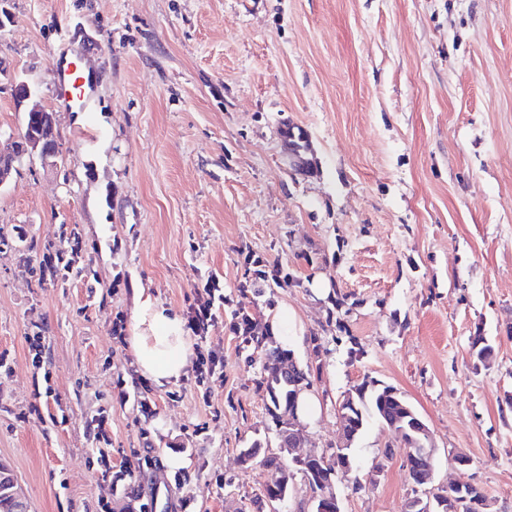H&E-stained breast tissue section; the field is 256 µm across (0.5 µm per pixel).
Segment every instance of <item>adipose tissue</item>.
Listing matches in <instances>:
<instances>
[{
	"label": "adipose tissue",
	"instance_id": "adipose-tissue-1",
	"mask_svg": "<svg viewBox=\"0 0 512 512\" xmlns=\"http://www.w3.org/2000/svg\"><path fill=\"white\" fill-rule=\"evenodd\" d=\"M129 345L142 376L157 385L177 382L185 375L191 342L182 319L160 304L150 289L135 291Z\"/></svg>",
	"mask_w": 512,
	"mask_h": 512
}]
</instances>
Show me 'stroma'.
<instances>
[{"instance_id":"stroma-1","label":"stroma","mask_w":512,"mask_h":512,"mask_svg":"<svg viewBox=\"0 0 512 512\" xmlns=\"http://www.w3.org/2000/svg\"><path fill=\"white\" fill-rule=\"evenodd\" d=\"M0 30V141L23 125L11 78L53 112L55 161L23 159L0 186V232L38 244L78 225L96 244L95 280L36 288L0 250V462L28 512H130L84 433L106 407L112 463L149 448L132 478L148 512H242L276 472L240 451L279 455L257 371L220 316L193 349L220 375L164 386L142 379L115 319L134 291L186 314L205 288L243 297V258L290 269L264 314L288 305L328 354L307 423L332 451L336 406L369 377L400 389L429 425L437 485L473 482L512 512V0H8ZM89 74L82 107L56 99V58ZM309 148L292 155L289 132ZM326 257L310 272L305 255ZM347 297L351 340L335 342L332 303ZM109 293L107 304L91 291ZM46 329V368L27 336ZM494 352L479 362L473 337ZM156 409L140 419L137 394ZM205 433H195L196 425ZM395 433L371 421L354 445L365 483L341 478L342 512H406L401 456L366 475ZM471 463L457 465L456 453ZM223 475L216 485L214 475ZM183 477L185 485L174 482Z\"/></svg>"}]
</instances>
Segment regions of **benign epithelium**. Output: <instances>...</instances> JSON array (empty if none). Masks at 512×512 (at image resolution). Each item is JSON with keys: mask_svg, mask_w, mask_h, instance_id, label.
<instances>
[{"mask_svg": "<svg viewBox=\"0 0 512 512\" xmlns=\"http://www.w3.org/2000/svg\"><path fill=\"white\" fill-rule=\"evenodd\" d=\"M11 95L20 108H25L28 114V126L32 131L25 132L20 129L17 134L8 138L7 147L0 148V187L3 186L17 170V163L24 157L39 156L47 161L59 156L61 148L47 143L41 131L57 135V128L53 113L45 110L33 101V92L30 86L23 80L14 78L10 81ZM303 421L299 415L288 416V432L280 438L281 452L288 455L291 463L298 466L315 465L317 455L305 449L304 434L302 432ZM435 448L429 444L423 448L409 449L410 457L414 464H419L427 458L431 465L420 469L419 483L413 485L414 496L407 503V512H436L446 506L448 512H466L469 508V496L465 489L475 488V484L461 483L448 486V492L438 498L433 497L436 486L434 485V461ZM7 497L18 507V512H23V494L9 471L0 466V498ZM318 512H341V503L334 492V482L330 481L322 487L318 495Z\"/></svg>", "mask_w": 512, "mask_h": 512, "instance_id": "benign-epithelium-1", "label": "benign epithelium"}]
</instances>
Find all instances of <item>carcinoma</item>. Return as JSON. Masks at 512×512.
Here are the masks:
<instances>
[{
	"label": "carcinoma",
	"mask_w": 512,
	"mask_h": 512,
	"mask_svg": "<svg viewBox=\"0 0 512 512\" xmlns=\"http://www.w3.org/2000/svg\"><path fill=\"white\" fill-rule=\"evenodd\" d=\"M0 245L25 255V272L39 288H63L70 278H86L92 274L90 264L85 262L82 238L77 227H66L59 244H47L38 248L34 240L26 238V232L18 229L13 237L0 234ZM242 292H251L252 298L240 303L229 312L230 327L239 339V349L247 354L250 364H259L258 375L253 378L255 391L262 394L265 407L275 431L279 435L287 432L288 404L296 392L314 387L323 368L321 345L313 346L317 363H299L294 352L279 345L272 335L269 325L260 315L258 298L268 288H287L293 282L292 273L279 265L268 266L260 257L247 255L243 262ZM33 363L40 367L44 363L45 330L41 327L28 336ZM393 386L363 379L354 386L351 397H344L338 403L341 412L350 414V429L358 440L365 432L369 419L382 424H400L404 433L400 443L404 448H418L424 440L413 432L412 421L417 416L413 406L405 399L395 401L389 395ZM106 410L86 418V435L92 446L99 448L107 444L102 431V420ZM304 482L310 493L320 490L319 482L331 478L330 470L316 468V471L303 470Z\"/></svg>",
	"instance_id": "1"
}]
</instances>
